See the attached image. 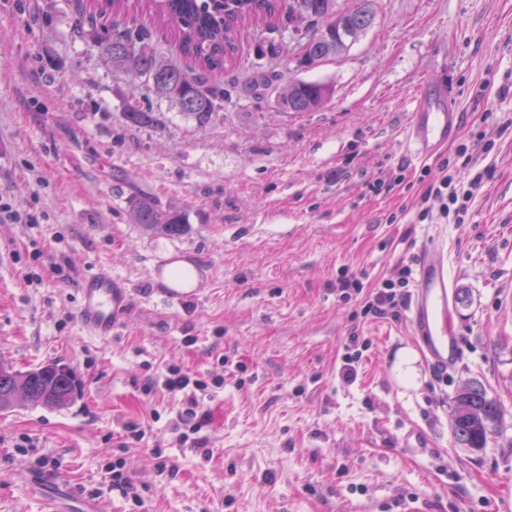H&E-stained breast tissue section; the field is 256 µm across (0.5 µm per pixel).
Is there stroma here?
<instances>
[{
  "label": "stroma",
  "instance_id": "stroma-1",
  "mask_svg": "<svg viewBox=\"0 0 512 512\" xmlns=\"http://www.w3.org/2000/svg\"><path fill=\"white\" fill-rule=\"evenodd\" d=\"M376 21L341 58L296 74L245 26L239 87L258 70L327 83L319 110L279 111L239 90L222 121L184 119L143 79L107 66L75 15L95 0H0V200L34 224L0 223V362L19 371L67 364L77 377L61 410L24 404L0 412V512H46L47 498L90 500L102 512H512V0H375ZM446 86L463 114L454 144L411 160L403 131L414 92ZM155 122L132 127L126 101ZM495 176L464 223L418 222L423 172L438 174L458 144ZM397 191L376 193L379 170ZM143 194L179 211L176 237L134 223ZM397 223H389L390 215ZM450 244L460 352L437 373L409 315H364L343 301L344 274L373 289L432 235ZM189 261L197 296L170 302L160 272ZM123 279L125 320L110 340L77 321V285L90 271ZM367 343L354 379L342 377L352 334ZM175 366L220 377L208 406L209 455L177 447L176 401L148 392ZM480 381L501 407L485 448H462L451 429L456 389ZM146 431L126 441L128 423ZM427 449L413 452L409 434ZM166 468H158L159 459ZM142 494L134 509L111 475Z\"/></svg>",
  "mask_w": 512,
  "mask_h": 512
}]
</instances>
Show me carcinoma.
Wrapping results in <instances>:
<instances>
[{
    "label": "carcinoma",
    "mask_w": 512,
    "mask_h": 512,
    "mask_svg": "<svg viewBox=\"0 0 512 512\" xmlns=\"http://www.w3.org/2000/svg\"><path fill=\"white\" fill-rule=\"evenodd\" d=\"M374 0H351L345 8L337 0H102L99 15L115 16L112 34L95 40L99 55L112 64L115 72H134L145 78L147 88L160 98L174 100L181 114L199 125L221 117L224 101L232 88L224 86V72L236 64L237 35L240 28L256 24L270 32L282 28L299 35L288 61L296 71L345 53L374 24ZM147 14L171 26L182 55L194 64L190 69L149 52L137 16ZM276 76L252 75L251 92L263 96L277 90ZM332 96V88L321 82L294 80L277 94L284 112H313ZM126 123L147 126L153 112L138 101L127 102ZM129 209L139 224L155 232L174 236L185 228L177 211L146 198L134 196ZM75 375L59 363L40 365L26 371L0 364V397L23 395L35 407L63 409L72 401ZM497 400L488 396L484 385L471 381L453 398L452 431L456 441L479 451L486 447L500 422Z\"/></svg>",
    "instance_id": "obj_1"
}]
</instances>
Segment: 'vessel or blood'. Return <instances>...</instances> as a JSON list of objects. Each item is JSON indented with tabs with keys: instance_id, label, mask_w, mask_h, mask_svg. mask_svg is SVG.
<instances>
[{
	"instance_id": "b4317fda",
	"label": "vessel or blood",
	"mask_w": 512,
	"mask_h": 512,
	"mask_svg": "<svg viewBox=\"0 0 512 512\" xmlns=\"http://www.w3.org/2000/svg\"><path fill=\"white\" fill-rule=\"evenodd\" d=\"M461 123L462 115L445 91L425 90L404 130L405 145L416 161H428L458 135ZM451 286L439 249L426 248L417 268L412 321L417 334L425 339L432 365L443 370L456 365L460 348L458 333L449 320ZM78 293L81 327L99 339L110 338L121 325L129 302L123 281L97 270L83 275Z\"/></svg>"
}]
</instances>
